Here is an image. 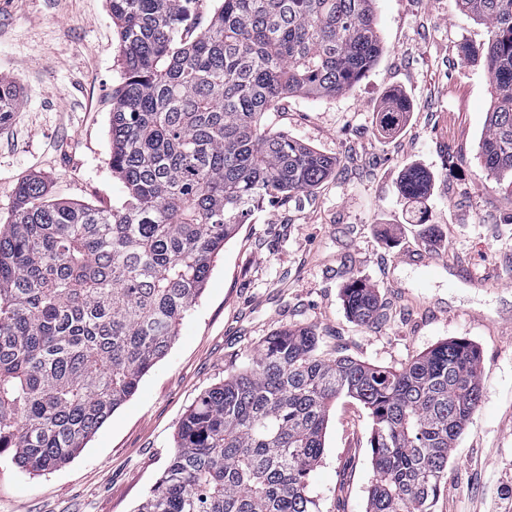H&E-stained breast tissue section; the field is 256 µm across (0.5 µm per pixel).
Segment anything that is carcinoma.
I'll list each match as a JSON object with an SVG mask.
<instances>
[{"instance_id": "carcinoma-1", "label": "carcinoma", "mask_w": 512, "mask_h": 512, "mask_svg": "<svg viewBox=\"0 0 512 512\" xmlns=\"http://www.w3.org/2000/svg\"><path fill=\"white\" fill-rule=\"evenodd\" d=\"M122 56L110 208L54 200L24 176L0 226V454L40 474L73 460L171 348L212 263L255 205L318 187L338 159L261 124L287 96L331 97L384 53L373 0H107ZM491 38L492 105L480 158L512 177V0H457ZM195 33L192 38L188 32ZM20 107L0 75V126ZM408 105L380 113L395 131ZM428 174L409 167L407 196ZM348 316L378 319L373 285L344 288ZM481 359L454 339L400 368L318 353L310 327L266 337L178 426L162 475L135 512H316L307 493L337 398L372 418L366 512H433L456 441L481 401Z\"/></svg>"}]
</instances>
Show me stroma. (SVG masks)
<instances>
[{
    "mask_svg": "<svg viewBox=\"0 0 512 512\" xmlns=\"http://www.w3.org/2000/svg\"><path fill=\"white\" fill-rule=\"evenodd\" d=\"M374 7L385 51L365 77L333 97H286L267 117L273 131L337 157L333 174L255 208L168 354L76 458L35 475L0 455V512H135L199 395L265 336L295 327L313 328L325 357L389 368L453 338L474 342L482 398L434 512H495L498 497L512 498V194L485 177L479 158L490 77L459 52L487 44L490 32L455 0ZM0 74L14 78L21 99L0 127V225L26 175L54 199L118 204L109 130L121 61L106 0H0ZM395 94L409 110L386 134L379 113ZM411 166L431 176L419 199L401 188ZM356 277L377 291L379 318L369 326L344 308ZM371 430L363 404L336 400L308 485L318 512H366Z\"/></svg>",
    "mask_w": 512,
    "mask_h": 512,
    "instance_id": "obj_1",
    "label": "stroma"
}]
</instances>
